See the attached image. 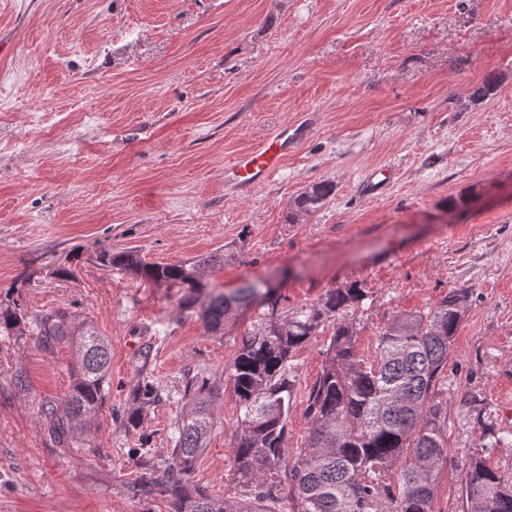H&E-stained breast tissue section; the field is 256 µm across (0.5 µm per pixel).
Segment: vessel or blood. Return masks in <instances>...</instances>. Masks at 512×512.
I'll return each mask as SVG.
<instances>
[{"mask_svg": "<svg viewBox=\"0 0 512 512\" xmlns=\"http://www.w3.org/2000/svg\"><path fill=\"white\" fill-rule=\"evenodd\" d=\"M300 141L292 125H283L272 138L238 155L225 170L224 180L240 188H250L278 173L290 150Z\"/></svg>", "mask_w": 512, "mask_h": 512, "instance_id": "obj_1", "label": "vessel or blood"}]
</instances>
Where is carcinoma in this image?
I'll return each mask as SVG.
<instances>
[{"instance_id": "cac0c4a2", "label": "carcinoma", "mask_w": 512, "mask_h": 512, "mask_svg": "<svg viewBox=\"0 0 512 512\" xmlns=\"http://www.w3.org/2000/svg\"><path fill=\"white\" fill-rule=\"evenodd\" d=\"M335 193L318 181L289 204L287 221L297 224L321 209ZM100 261L168 288L185 289L195 303L199 273L221 263L215 254L193 264H149L131 251L103 252ZM368 296L362 285L333 288L317 303L276 318L258 316L230 364L240 418L234 438V479L243 496L234 503L182 482L207 447L216 410L206 380L184 390L182 413L171 448L165 489L172 512H276L283 497L292 512H435L438 476L448 461L442 408L437 396L470 292L456 288L423 313H399L377 336L376 362L367 366L355 349L356 327L342 312ZM275 289L249 284L209 298L202 318L217 334L235 312L276 306ZM25 313L17 305L0 307V333L23 335ZM334 332L319 378L308 392L311 427L304 447L288 455V414L293 402L292 354L325 325ZM46 343L74 341L79 365L64 409L48 411L50 432L68 440L77 424L105 404L111 353L93 324L74 323L65 310L40 319ZM484 452L512 447V432L488 427ZM465 512H512V482L485 458H470L461 486Z\"/></svg>"}]
</instances>
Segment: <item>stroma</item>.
<instances>
[{
    "mask_svg": "<svg viewBox=\"0 0 512 512\" xmlns=\"http://www.w3.org/2000/svg\"><path fill=\"white\" fill-rule=\"evenodd\" d=\"M490 76L495 95L471 104ZM296 120L309 131L278 174L225 185L238 154ZM319 180L333 199L287 223ZM104 251L224 260L188 309L180 289L103 266ZM257 280L281 314L363 285L349 317L368 362L395 314L471 289L439 394L435 508L462 512L482 422L512 430V0H0V305L28 316L23 336L0 335V512H171L163 487L135 492L134 451L147 445L165 477L196 377L217 420L189 483L238 498L229 367L257 313L220 335L200 313ZM60 309L112 350L104 406L63 444L43 410L61 408L77 351L37 325ZM329 338L290 361L287 447L308 436ZM146 381L158 397L142 407Z\"/></svg>",
    "mask_w": 512,
    "mask_h": 512,
    "instance_id": "stroma-1",
    "label": "stroma"
}]
</instances>
